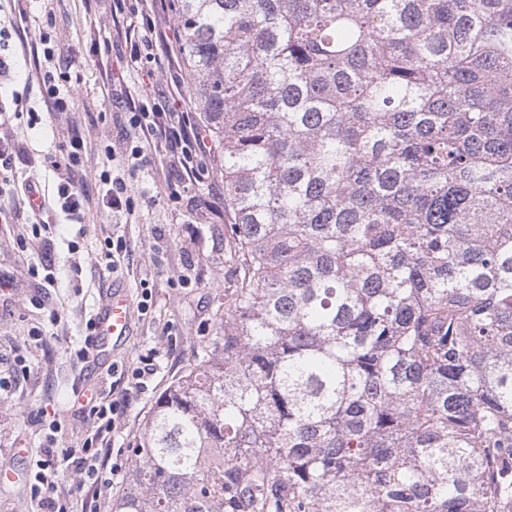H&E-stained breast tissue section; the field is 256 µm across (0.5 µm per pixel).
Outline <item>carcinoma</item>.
Instances as JSON below:
<instances>
[{
    "mask_svg": "<svg viewBox=\"0 0 512 512\" xmlns=\"http://www.w3.org/2000/svg\"><path fill=\"white\" fill-rule=\"evenodd\" d=\"M220 335L110 512H512V0H172Z\"/></svg>",
    "mask_w": 512,
    "mask_h": 512,
    "instance_id": "1",
    "label": "carcinoma"
}]
</instances>
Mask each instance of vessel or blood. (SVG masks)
I'll use <instances>...</instances> for the list:
<instances>
[{"label":"vessel or blood","instance_id":"b4317fda","mask_svg":"<svg viewBox=\"0 0 512 512\" xmlns=\"http://www.w3.org/2000/svg\"><path fill=\"white\" fill-rule=\"evenodd\" d=\"M132 328V303L126 288L113 287L104 299L96 317V332L91 344L95 358L107 362L111 350L130 336Z\"/></svg>","mask_w":512,"mask_h":512}]
</instances>
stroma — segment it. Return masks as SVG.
<instances>
[{
	"mask_svg": "<svg viewBox=\"0 0 512 512\" xmlns=\"http://www.w3.org/2000/svg\"><path fill=\"white\" fill-rule=\"evenodd\" d=\"M148 0H0V59L10 71L0 76V109L8 116L14 154L8 164L13 183L0 195V371L15 373L11 395L0 397V465L16 466L17 483L0 486V512H43L31 498L28 476L55 436L60 448L81 447L90 421L77 396L97 389L126 402L112 431V461L121 471L113 486L75 490L76 478L60 474L72 488L71 512H110L113 495L124 488L130 470L127 450L143 430L156 398L193 364L200 343L219 330L216 310L234 291L238 274L224 260V173L220 156L203 159V179L172 200L178 160L161 139L144 140L132 125L143 98L161 106L188 95L191 77L181 54L157 70L149 95L142 76L120 73L129 53L124 34L131 20L149 10ZM56 45L46 59L40 34ZM68 73L74 88L67 111L44 104L42 71ZM90 148L75 173L91 200L81 220L50 205L33 214L24 186L36 179L55 195L53 162L72 139ZM142 145L146 166L128 170L129 149ZM124 174L131 211L102 208L101 172ZM122 239L125 251L115 270L101 263L104 241ZM49 265L53 283L33 276ZM126 286L135 313L132 334L112 362L130 370L142 356L156 353L158 372L145 391L114 381L107 369L88 374L79 355L86 323L112 284ZM57 322H49L50 312Z\"/></svg>",
	"mask_w": 512,
	"mask_h": 512,
	"instance_id": "stroma-1",
	"label": "stroma"
}]
</instances>
